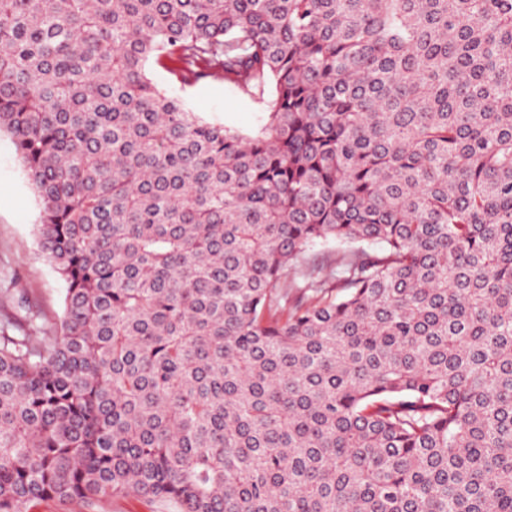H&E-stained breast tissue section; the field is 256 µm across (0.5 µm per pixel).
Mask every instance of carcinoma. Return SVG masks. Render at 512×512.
<instances>
[{
	"mask_svg": "<svg viewBox=\"0 0 512 512\" xmlns=\"http://www.w3.org/2000/svg\"><path fill=\"white\" fill-rule=\"evenodd\" d=\"M2 132L67 288L0 326V512H512V0H0ZM150 74L160 87L211 123L225 124L244 133L256 131L263 123L265 104L224 80L201 79L184 84L157 66H151ZM28 512H171L158 501H148L135 496H113L101 505L88 507L81 501L62 503L53 498L32 502Z\"/></svg>",
	"mask_w": 512,
	"mask_h": 512,
	"instance_id": "1",
	"label": "carcinoma"
}]
</instances>
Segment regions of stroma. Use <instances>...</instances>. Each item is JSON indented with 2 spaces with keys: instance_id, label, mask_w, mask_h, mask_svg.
<instances>
[{
  "instance_id": "1",
  "label": "stroma",
  "mask_w": 512,
  "mask_h": 512,
  "mask_svg": "<svg viewBox=\"0 0 512 512\" xmlns=\"http://www.w3.org/2000/svg\"><path fill=\"white\" fill-rule=\"evenodd\" d=\"M153 80L207 121L245 133L256 131L265 117L261 100L221 80L182 83L165 69H150ZM41 203L8 134H0V317L24 318L36 310L41 324L59 326L66 284L43 256L36 236ZM28 512H169L167 506L135 496H113L90 507L53 498L32 502Z\"/></svg>"
}]
</instances>
